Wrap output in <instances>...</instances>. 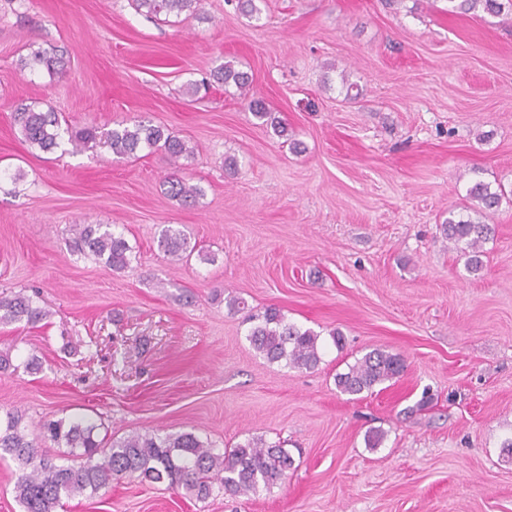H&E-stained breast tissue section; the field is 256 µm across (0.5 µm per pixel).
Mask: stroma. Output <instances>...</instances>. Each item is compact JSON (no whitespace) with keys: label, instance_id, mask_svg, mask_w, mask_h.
Wrapping results in <instances>:
<instances>
[{"label":"stroma","instance_id":"stroma-1","mask_svg":"<svg viewBox=\"0 0 512 512\" xmlns=\"http://www.w3.org/2000/svg\"><path fill=\"white\" fill-rule=\"evenodd\" d=\"M258 6L208 0L162 23L129 0H0V293L37 289L48 313L0 327L18 366L0 372V414L23 410L33 434L85 417L220 450L261 436L295 459L248 497L122 478L61 512H512V24L448 0ZM38 46L62 73L22 68ZM227 62L285 135L223 85L187 95ZM30 101L75 129L167 127L195 146L180 173L201 196H168L159 149L30 148L12 118ZM477 181L505 196L474 274L441 226ZM99 223L128 242L127 269L70 251L69 225ZM170 226L210 262H171ZM232 296L344 345L312 370L268 362ZM375 348L402 356L400 376L341 393L337 373ZM31 355L40 373L22 370ZM373 429L387 438L370 449Z\"/></svg>","mask_w":512,"mask_h":512}]
</instances>
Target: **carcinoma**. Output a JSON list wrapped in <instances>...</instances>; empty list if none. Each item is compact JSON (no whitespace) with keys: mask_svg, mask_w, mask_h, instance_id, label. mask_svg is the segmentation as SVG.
<instances>
[{"mask_svg":"<svg viewBox=\"0 0 512 512\" xmlns=\"http://www.w3.org/2000/svg\"><path fill=\"white\" fill-rule=\"evenodd\" d=\"M137 10L149 18L164 16L197 17L204 13L205 0H134ZM457 8L466 12H483L493 17L508 15L512 21V0H460ZM41 66L54 75L61 60L43 50L31 51L23 67L35 70ZM214 82L233 86L239 95L248 97L251 80L247 73L235 69L230 62L222 64L212 74ZM249 110L259 120H268L278 135L284 127L271 119L265 103L249 101ZM13 119L24 140L34 149L51 153L60 145L63 135L73 150L80 151L96 140L97 129L85 126L78 130L62 128L58 113L43 111L34 105L21 104ZM112 154L124 158L142 148L164 151L172 166L194 155V148L160 125L142 121H120L105 133ZM165 183L167 193L185 203H194L201 189L187 179L172 173ZM467 199L476 213L485 214L499 207L502 195L490 191L481 181L467 189ZM448 242L467 257L470 272L481 270V246L492 233L489 225L462 217L448 218L442 225ZM70 240L80 253H87L112 271H122L130 265L131 247L125 238L113 232L109 224H72ZM158 247L174 261H182L195 253L202 261H211L203 252L189 248L186 235L173 227L165 229ZM45 318L33 298L21 291L0 297V325L26 322L35 325ZM251 327L247 335L252 348L270 363H282L298 370H311L321 363V336L311 329H302L288 322L277 307H268L260 314L249 315ZM404 370V360L397 354L374 349L336 374L340 392L357 396L388 382ZM99 425L85 419H59L43 426L45 440L67 448L82 449L77 465H58L55 459L38 450L36 438L24 425V413L15 408L6 412L0 422V459L7 457L18 463L21 474L15 485V500L22 512H58L63 500L77 495L95 496L108 488L112 480L128 477L141 482L161 483L182 489L186 495L204 502L215 489L229 496H247L259 488L269 489L295 469V459L279 444L268 443L261 437H251L234 447L217 452L192 432L136 433L116 440L97 439Z\"/></svg>","mask_w":512,"mask_h":512,"instance_id":"1","label":"carcinoma"}]
</instances>
